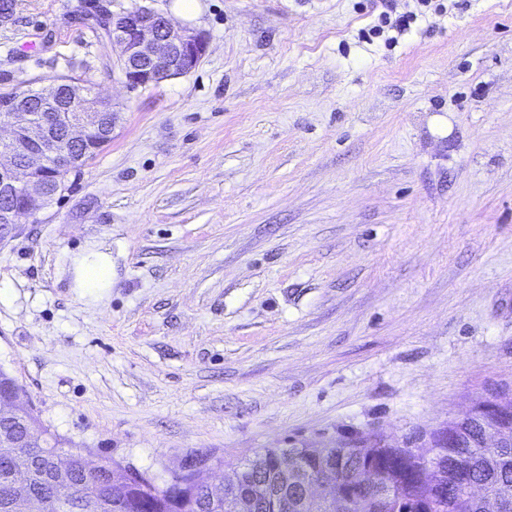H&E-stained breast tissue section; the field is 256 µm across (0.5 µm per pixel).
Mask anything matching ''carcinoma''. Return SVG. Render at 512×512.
I'll list each match as a JSON object with an SVG mask.
<instances>
[{
	"label": "carcinoma",
	"mask_w": 512,
	"mask_h": 512,
	"mask_svg": "<svg viewBox=\"0 0 512 512\" xmlns=\"http://www.w3.org/2000/svg\"><path fill=\"white\" fill-rule=\"evenodd\" d=\"M19 396V387L7 371L0 368V399ZM455 438L434 457L432 476L414 459L410 441L401 447L386 443L379 434L357 446L352 438L329 442L304 443L290 448L298 467L307 475L334 481L359 497L363 512H512V502L499 500L498 493L512 488V447L491 448L483 445L486 420L468 416L453 421ZM49 444L69 459L66 481L50 476L51 464L33 460L32 482L23 490L16 488L10 473L13 449L0 448V512H16L15 503L22 494L46 500L48 512H232L235 499L256 483H266L270 493L257 512H303L301 493L275 483L278 448H267L250 460L254 469L237 465L236 481L215 491L195 483L197 471L181 475L184 486L172 484L160 488L146 474L109 461L116 470L92 475L82 466V455L70 450L71 442L50 428H45ZM0 434L19 441L26 428L21 422L0 418ZM378 469L386 473L388 487H373L365 472Z\"/></svg>",
	"instance_id": "obj_1"
}]
</instances>
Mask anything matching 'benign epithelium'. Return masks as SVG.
Listing matches in <instances>:
<instances>
[{
	"label": "benign epithelium",
	"instance_id": "1",
	"mask_svg": "<svg viewBox=\"0 0 512 512\" xmlns=\"http://www.w3.org/2000/svg\"><path fill=\"white\" fill-rule=\"evenodd\" d=\"M109 41L119 47L112 72L118 73L132 89H146L195 69L207 50L204 34L173 25L157 11L138 6L112 16ZM44 114L37 116L22 107H10L0 116V127L8 126L11 137L0 139V222L8 238L23 216L37 218L50 203L67 190L66 176L86 166L96 146L93 134L105 130L112 138V126L104 127L101 117L113 112L112 102L102 99L76 79L60 78L39 88ZM482 410L489 414L485 434L496 436V447L512 443V407L497 398ZM49 447L34 431L22 454L33 455ZM297 471V463L284 453L278 461L279 480L286 484ZM260 487L241 495L234 512H255ZM352 512L356 500L338 490L321 499L325 512Z\"/></svg>",
	"mask_w": 512,
	"mask_h": 512
}]
</instances>
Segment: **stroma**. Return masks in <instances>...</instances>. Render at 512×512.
<instances>
[{"label": "stroma", "instance_id": "obj_1", "mask_svg": "<svg viewBox=\"0 0 512 512\" xmlns=\"http://www.w3.org/2000/svg\"><path fill=\"white\" fill-rule=\"evenodd\" d=\"M91 0H7L0 90L87 80L112 140L0 243V367L157 485L309 439L402 444L512 396V0H106L204 33L128 89ZM112 246V288L71 286ZM72 288L81 296L97 295L112 288V249L93 246L71 258Z\"/></svg>", "mask_w": 512, "mask_h": 512}]
</instances>
